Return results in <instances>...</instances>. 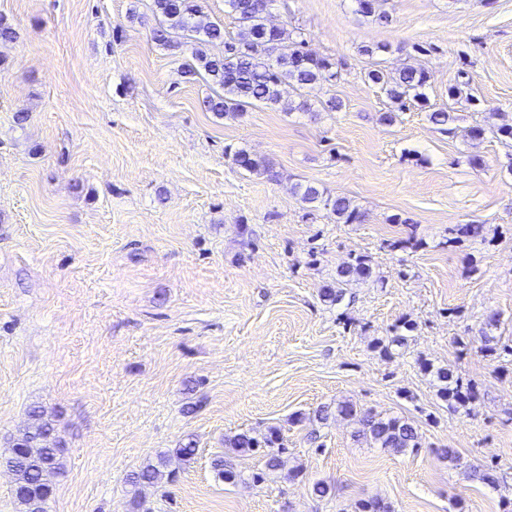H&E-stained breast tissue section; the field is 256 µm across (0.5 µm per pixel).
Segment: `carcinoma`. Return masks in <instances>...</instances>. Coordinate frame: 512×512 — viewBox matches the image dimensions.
I'll return each mask as SVG.
<instances>
[{
	"instance_id": "obj_1",
	"label": "carcinoma",
	"mask_w": 512,
	"mask_h": 512,
	"mask_svg": "<svg viewBox=\"0 0 512 512\" xmlns=\"http://www.w3.org/2000/svg\"><path fill=\"white\" fill-rule=\"evenodd\" d=\"M275 0H224L227 13L237 24L234 37L225 39L224 24L211 20L198 0H151V12L155 24L151 28L154 43L175 50L182 40L198 44L193 62L186 64L183 74L193 77L204 73L215 87L214 94L203 101L204 109L218 117L234 116L247 106L261 103L268 107L282 104L281 87L288 84L297 89L314 88L331 84L341 78L336 61L329 56L317 55L305 48L301 32H291L285 27L268 23L269 11ZM224 45V54L212 56L205 47ZM365 80L385 91L391 102L402 110L414 103L429 111V120L439 130L451 132L454 118L448 110L435 108L426 95L428 82L426 71L414 65H406L392 73L372 64L365 71ZM498 123L487 129L477 125L469 130V138L480 142L490 135L501 142L512 143V117L505 112L496 113ZM234 163L248 172L263 173L276 177L271 167L262 159L238 149L233 153ZM294 193L313 210L324 209L336 216L343 224H361L365 215L345 196H332L318 186L298 183ZM484 226L464 224L451 230L448 244L462 237L480 238ZM372 277V267L367 256L359 254L350 258L337 270L336 283L323 290V297L332 304L345 300L347 287L356 281ZM414 325L408 321L399 326L400 333L389 343L376 342L384 353L392 354V346L404 344V332ZM479 351L490 357H512V345L501 344L496 337L483 335ZM423 370L438 381L437 397L447 403L448 410L464 409L471 413L480 399L476 385L463 381L454 371L444 367L423 364ZM336 415L353 422V437L375 448L388 449L396 454L419 447L420 435L413 422L404 417L383 416L371 410H362L351 402L336 404V411L327 406L316 410L314 418L320 422ZM228 447L239 454H260L265 458V469L254 474V481L265 480L268 473L282 466L286 448L279 432L269 430L260 437L239 433L227 440ZM65 448L56 435L53 415L42 406L29 411L28 426L11 440L9 448L0 453V470L9 471L13 485L22 489L17 496L23 512H49L54 485L63 475L61 462ZM167 466L163 457L158 464L149 463L134 477L131 484L135 493L141 488L153 486L161 480V468Z\"/></svg>"
}]
</instances>
